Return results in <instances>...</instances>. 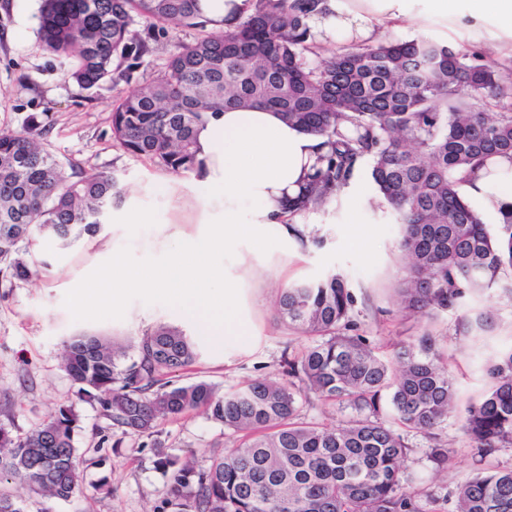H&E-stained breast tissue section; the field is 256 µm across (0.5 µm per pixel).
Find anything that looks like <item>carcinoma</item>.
Here are the masks:
<instances>
[{"mask_svg": "<svg viewBox=\"0 0 512 512\" xmlns=\"http://www.w3.org/2000/svg\"><path fill=\"white\" fill-rule=\"evenodd\" d=\"M317 0H248L230 28L174 46L152 82L120 100L112 140L154 167L179 175L203 166L198 127L226 108L263 107L300 132L323 138L321 152L288 215L322 210L371 161V177L400 224L408 275L398 288L404 311L433 316L468 292L494 287L512 271V208L493 236L462 187L494 157L512 159V71L441 43L351 44L315 66L308 25ZM151 25L203 28L200 0H42V49L71 60L68 79L85 90L130 77L149 52L130 30ZM480 101L493 112L473 106ZM51 119L29 114L20 132L0 130V278L26 282L49 267L37 238L64 245L100 231L123 192L112 173L64 167L48 147ZM355 298L328 274L282 290L278 313L312 338L285 373L351 413L336 428L307 421L297 392L254 380L224 393L206 381L179 383L195 363L194 343L160 325L132 346L80 333L66 344L65 368L78 395L100 405L122 434L153 437L160 422L205 410L244 442L206 468L158 448L171 473L177 512H423L406 487L410 446L385 417L427 437L448 420L455 389L437 339L424 332L391 363L368 339L345 333ZM493 385L467 407L463 434L485 457L512 447V348L488 368ZM77 416L61 407L25 434L0 426V478L67 501L81 491L73 444ZM451 450L429 451L437 470ZM453 512H512V469L478 472L457 487Z\"/></svg>", "mask_w": 512, "mask_h": 512, "instance_id": "obj_1", "label": "carcinoma"}]
</instances>
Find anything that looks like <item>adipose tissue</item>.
<instances>
[{"mask_svg": "<svg viewBox=\"0 0 512 512\" xmlns=\"http://www.w3.org/2000/svg\"><path fill=\"white\" fill-rule=\"evenodd\" d=\"M400 19L435 20L452 32L475 27L495 31L492 47L512 57V0H319L310 26L320 42L372 36L377 27ZM205 165L200 182L224 200V216L187 253H174L159 271L132 269L121 256L74 296L78 315L115 305L129 288L158 289L179 302L203 335L245 341L248 332L236 314L235 290L220 271L226 244L243 235L259 237L265 224L280 223L289 198L318 152V138L299 132L269 109H229L197 134ZM492 168L501 181L482 176L465 185L466 194L492 215L512 205V160L497 157Z\"/></svg>", "mask_w": 512, "mask_h": 512, "instance_id": "ef3b65f1", "label": "adipose tissue"}]
</instances>
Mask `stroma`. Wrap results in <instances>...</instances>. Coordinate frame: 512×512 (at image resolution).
<instances>
[{"mask_svg": "<svg viewBox=\"0 0 512 512\" xmlns=\"http://www.w3.org/2000/svg\"><path fill=\"white\" fill-rule=\"evenodd\" d=\"M40 0H0V129L21 130L25 116L48 113L53 129L48 141L62 164L111 172L125 191L99 233L71 246L45 245L48 272L13 287L0 285V425L15 434L38 427L62 407H73L77 427L73 441L86 463L82 491L67 501L44 499L18 484L6 490L21 497L27 512H176L170 503V476L156 468L154 442L180 459L207 465L236 448L240 434L197 410L160 423L156 439L122 434L110 428L96 403L79 400L64 365V344L82 332L102 334L131 345L161 324L181 327L197 345L196 362L182 382L203 380L224 391L264 377H281L284 357H298L309 345L307 335L287 329L276 301L288 284L342 275L355 297L351 311L356 334L369 339L376 352L394 360L399 347L422 332L437 336L444 347L448 376L457 406L438 431L451 450L443 472L427 454L433 440L408 432L409 471L413 489L439 498L452 512L448 496L478 469L512 467V447L478 458L460 430L464 407L491 385L487 367L496 354L512 347V273L497 287L466 294L436 319L408 316L397 290L407 274L399 249L400 226L386 206H364L377 190L371 164L362 161L343 193L356 201L354 212L336 204L317 212L298 232L282 224L264 225L261 240L242 237L221 260L238 292V313L248 330L246 342L217 343L202 336L197 323L179 313L168 293L143 288L126 291L117 306L77 317L74 293L112 256L132 267L165 266L172 252L191 249L224 213L223 200L210 197L198 176L173 175L126 153L110 137L113 106L155 79L176 43L201 37L198 29L149 26L134 19L131 29L146 38L151 51L131 82L81 89L64 77L65 67L42 49L37 33ZM145 216L127 223L130 213ZM490 313L491 331L482 338L463 323L477 312Z\"/></svg>", "mask_w": 512, "mask_h": 512, "instance_id": "35a3bbf8", "label": "stroma"}]
</instances>
